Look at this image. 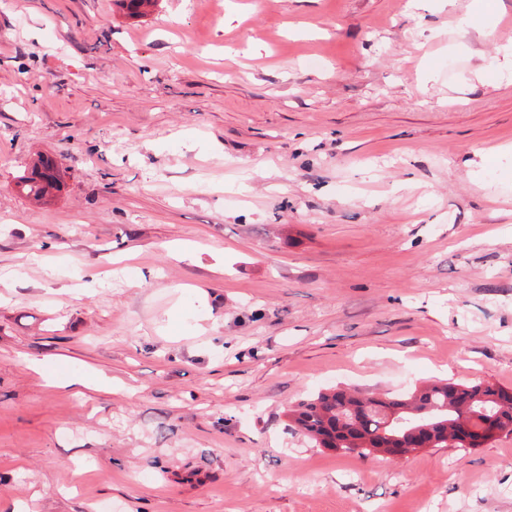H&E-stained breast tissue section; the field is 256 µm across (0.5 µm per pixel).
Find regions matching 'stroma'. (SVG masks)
<instances>
[{
	"label": "stroma",
	"mask_w": 512,
	"mask_h": 512,
	"mask_svg": "<svg viewBox=\"0 0 512 512\" xmlns=\"http://www.w3.org/2000/svg\"><path fill=\"white\" fill-rule=\"evenodd\" d=\"M508 44L512 0H0V512H512V436L392 458L286 417L512 389ZM60 181V171L55 161L48 157H41L30 170L18 177L17 188L26 196L34 200L46 201L57 190Z\"/></svg>",
	"instance_id": "stroma-1"
}]
</instances>
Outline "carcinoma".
<instances>
[{
	"mask_svg": "<svg viewBox=\"0 0 512 512\" xmlns=\"http://www.w3.org/2000/svg\"><path fill=\"white\" fill-rule=\"evenodd\" d=\"M130 16H144L155 0H120ZM60 171L48 157L18 177L17 188L40 202L59 186ZM288 418L303 436L321 448L370 454L388 448L467 450L451 436L462 418L494 419L498 436H512V389L490 383L437 381L408 394L358 396L346 390L321 392L288 408Z\"/></svg>",
	"mask_w": 512,
	"mask_h": 512,
	"instance_id": "1",
	"label": "carcinoma"
}]
</instances>
